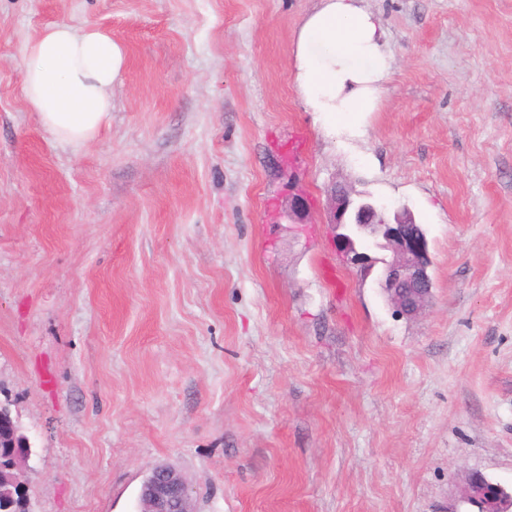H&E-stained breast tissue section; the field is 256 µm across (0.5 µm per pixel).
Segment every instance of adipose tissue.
<instances>
[{
	"label": "adipose tissue",
	"mask_w": 512,
	"mask_h": 512,
	"mask_svg": "<svg viewBox=\"0 0 512 512\" xmlns=\"http://www.w3.org/2000/svg\"><path fill=\"white\" fill-rule=\"evenodd\" d=\"M360 0H319L293 37L291 78L306 111L327 127L377 111L393 58ZM123 47L95 26L47 25L25 48L24 97L57 141L81 144L106 121Z\"/></svg>",
	"instance_id": "obj_1"
}]
</instances>
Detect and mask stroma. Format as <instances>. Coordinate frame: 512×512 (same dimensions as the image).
Masks as SVG:
<instances>
[{"instance_id": "obj_1", "label": "stroma", "mask_w": 512, "mask_h": 512, "mask_svg": "<svg viewBox=\"0 0 512 512\" xmlns=\"http://www.w3.org/2000/svg\"><path fill=\"white\" fill-rule=\"evenodd\" d=\"M317 0H0V402L36 512H477L512 491V0H362L393 70L329 133L290 81ZM52 23L123 46L65 145L23 99ZM340 183L423 225L427 311L396 316L327 223ZM302 197L301 223L288 211ZM140 497L142 512H194L190 485L171 466H155L141 486ZM500 484L493 483L481 475L469 480L464 490V498L478 508V512H510L512 495L506 494Z\"/></svg>"}]
</instances>
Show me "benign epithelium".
<instances>
[{
	"label": "benign epithelium",
	"mask_w": 512,
	"mask_h": 512,
	"mask_svg": "<svg viewBox=\"0 0 512 512\" xmlns=\"http://www.w3.org/2000/svg\"><path fill=\"white\" fill-rule=\"evenodd\" d=\"M330 201L328 224L335 231L338 249L362 268L368 266L369 257L357 250V243L369 242L391 252V259L383 261L379 278L382 294L402 316L411 318L422 313L431 296L432 279L428 240L413 214L404 207L390 220L375 202L354 197L344 185L331 190ZM11 448L8 466L0 464V500L4 502L28 496L30 445L14 440ZM140 497L142 512H193L190 485L171 466L154 467L141 486ZM464 498L478 512H512V495L481 475L469 480Z\"/></svg>",
	"instance_id": "7a95c632"
}]
</instances>
